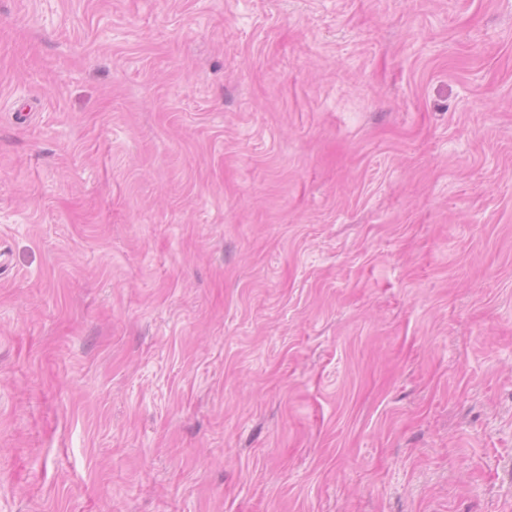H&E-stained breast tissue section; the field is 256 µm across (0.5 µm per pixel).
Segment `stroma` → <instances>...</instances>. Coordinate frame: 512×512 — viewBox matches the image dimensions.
Listing matches in <instances>:
<instances>
[{"label":"stroma","instance_id":"stroma-1","mask_svg":"<svg viewBox=\"0 0 512 512\" xmlns=\"http://www.w3.org/2000/svg\"><path fill=\"white\" fill-rule=\"evenodd\" d=\"M0 512H512V0H0Z\"/></svg>","mask_w":512,"mask_h":512}]
</instances>
